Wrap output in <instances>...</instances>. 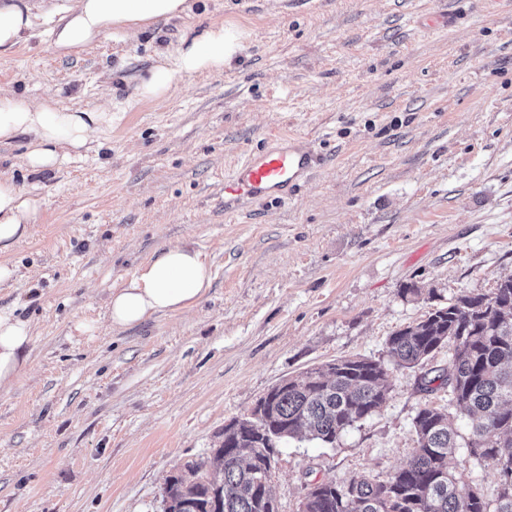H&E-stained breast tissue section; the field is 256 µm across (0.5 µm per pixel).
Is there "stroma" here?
Wrapping results in <instances>:
<instances>
[{
  "label": "stroma",
  "mask_w": 512,
  "mask_h": 512,
  "mask_svg": "<svg viewBox=\"0 0 512 512\" xmlns=\"http://www.w3.org/2000/svg\"><path fill=\"white\" fill-rule=\"evenodd\" d=\"M191 4L69 56L43 9L0 56V88L113 115L49 170L22 166L24 140L0 146V173L42 201L0 254L18 269L0 310L33 327L25 373L0 391V512H164L166 477L281 380L386 359L394 331L512 275V0ZM216 26L240 36L230 64L141 96L183 33ZM289 133L325 154L314 177L287 202L225 210L234 166ZM185 242L211 266L206 297L113 332L110 289ZM450 356L389 368L386 405L336 447L281 444L279 512L311 481L399 468L420 406L452 410L447 390L419 388Z\"/></svg>",
  "instance_id": "35a3bbf8"
}]
</instances>
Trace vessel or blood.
Listing matches in <instances>:
<instances>
[{"mask_svg":"<svg viewBox=\"0 0 512 512\" xmlns=\"http://www.w3.org/2000/svg\"><path fill=\"white\" fill-rule=\"evenodd\" d=\"M318 162V153L304 138L281 136L274 147L249 154L225 178V210L246 203L291 199Z\"/></svg>","mask_w":512,"mask_h":512,"instance_id":"vessel-or-blood-1","label":"vessel or blood"}]
</instances>
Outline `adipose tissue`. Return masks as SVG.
<instances>
[{"mask_svg": "<svg viewBox=\"0 0 512 512\" xmlns=\"http://www.w3.org/2000/svg\"><path fill=\"white\" fill-rule=\"evenodd\" d=\"M37 7L36 0H0V55L24 40ZM190 10L189 0H63L54 9L52 47L68 55L112 32L136 35ZM239 49L238 35L221 26L185 35L173 60L157 64L142 81L140 93L161 98L182 78L221 70ZM111 122V112L103 107L62 110L50 97L32 102L0 90V145L26 136L23 161L32 171L51 168L80 151L94 130ZM40 207L39 198L0 176V254L30 235ZM212 281L211 266L200 251L187 243L170 246L140 266L121 287L110 290L107 308L112 329L120 332L161 314L189 311L208 294ZM32 338L27 322L0 311V389L12 387L24 372Z\"/></svg>", "mask_w": 512, "mask_h": 512, "instance_id": "adipose-tissue-1", "label": "adipose tissue"}]
</instances>
